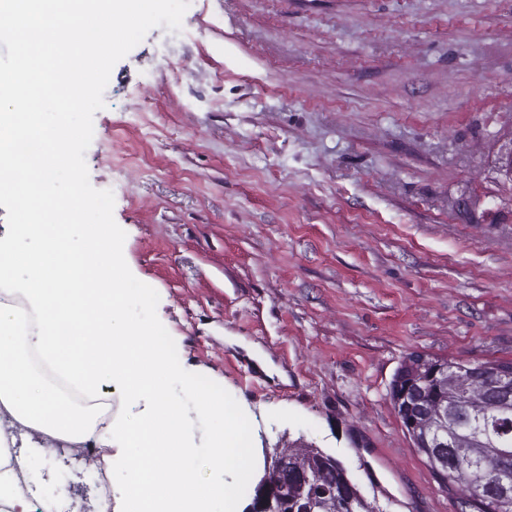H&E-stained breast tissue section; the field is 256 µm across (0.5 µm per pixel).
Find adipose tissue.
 <instances>
[{
  "mask_svg": "<svg viewBox=\"0 0 512 512\" xmlns=\"http://www.w3.org/2000/svg\"><path fill=\"white\" fill-rule=\"evenodd\" d=\"M177 0H0V36L24 47L0 65V194L17 201L19 226L0 241V272L10 275L24 306L0 296V512H33L16 469L25 459L7 449L21 431L29 448L66 442L92 470L113 475L122 512H236L224 490L225 469L248 475V424L224 392L179 368L178 355L150 319L151 287L123 272L121 234L97 208L87 224L71 221L72 204L56 188L76 167L72 137L83 134L71 90L83 61L72 34L96 32L95 53L118 41V22ZM39 355L79 393L58 396L31 362ZM119 385L148 412L113 429L99 411L105 390ZM194 403L211 430L205 469L180 427ZM209 497L195 499L196 482Z\"/></svg>",
  "mask_w": 512,
  "mask_h": 512,
  "instance_id": "adipose-tissue-1",
  "label": "adipose tissue"
}]
</instances>
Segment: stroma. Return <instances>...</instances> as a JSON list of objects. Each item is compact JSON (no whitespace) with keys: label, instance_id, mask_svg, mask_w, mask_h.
I'll list each match as a JSON object with an SVG mask.
<instances>
[{"label":"stroma","instance_id":"1","mask_svg":"<svg viewBox=\"0 0 512 512\" xmlns=\"http://www.w3.org/2000/svg\"><path fill=\"white\" fill-rule=\"evenodd\" d=\"M175 20L185 37L142 18L112 49L74 145L156 332L238 407L254 477L300 440L384 512L457 507L387 392L413 351L512 360V0H179ZM38 489L95 512L69 453Z\"/></svg>","mask_w":512,"mask_h":512}]
</instances>
